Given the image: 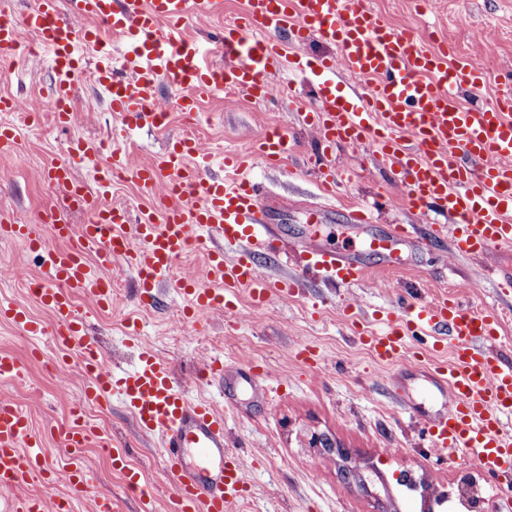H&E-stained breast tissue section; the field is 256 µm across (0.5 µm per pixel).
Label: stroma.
Instances as JSON below:
<instances>
[{
  "label": "stroma",
  "instance_id": "1",
  "mask_svg": "<svg viewBox=\"0 0 512 512\" xmlns=\"http://www.w3.org/2000/svg\"><path fill=\"white\" fill-rule=\"evenodd\" d=\"M364 2L378 20L410 29L423 49L447 38L460 54L493 73L512 69V0H437L423 14L417 13L415 0ZM52 81L44 52L20 56L8 76L0 75V97L39 98ZM180 94L172 82L163 81L159 104L169 114L166 126L134 133L124 131L104 91L90 84L76 86L70 122L62 127L49 114L38 121L22 112H0V123L17 132L13 153L0 157V210L16 223L36 225L46 249H55L59 242L40 216L47 208H63L64 202L49 188L46 171L68 159L73 141L108 140L113 150L101 154L98 165L110 167L117 152L134 167L188 133L219 162L225 152L247 151L269 125L280 126L289 144L285 164L272 170L257 160L253 167L273 199H286L288 206L271 216L278 254L258 253L254 262L269 277L298 278L293 294L273 297L258 310L247 295H240L233 309L216 311L194 329L182 316L184 297L166 287L154 305L142 306L133 295L132 273L119 266L112 272L111 309H95L81 297L76 306L113 366L132 367L140 345H148L172 365L190 398H205L223 413L224 431L231 444L241 446L252 477L249 495L236 503L234 512H422L434 493L457 495L461 478L479 475V468L463 454L443 458L419 447L411 415L394 397L388 371L355 341L344 312L353 309L375 328L377 313L396 311L398 298L408 290H419L428 301L453 295L471 310H494L501 324L498 353L512 361V286L491 277L494 270L512 268V247L493 248L473 260H449L447 236L425 229L400 245L399 267H382L367 252L366 242L416 218L386 171L369 154L344 145L328 158L339 180L335 193L317 188L308 164L318 153L317 141L299 119L314 101L304 80L293 79L290 100L265 107L231 91L203 98L201 120L192 127L177 110ZM377 192L393 195L392 208L379 214L376 223H350L349 211ZM313 210L324 213L322 222L309 223ZM309 236L357 257L366 266L365 280L343 285L305 274L299 245ZM44 258V251H31L23 242L0 240V301L25 305L47 323L50 315L27 288L40 276ZM308 347L320 357L319 368L303 361L301 352ZM0 350L17 355L24 365L13 391L37 430L67 425L87 382L77 351L58 349L48 335H22L4 322ZM215 358L232 367L255 363L262 374L250 384L198 380L197 370ZM82 405V416L94 431L80 453L93 475L91 494L110 496L119 512H142L139 496L126 489L123 472L98 453L103 445L122 448L129 465L142 472L154 496V512H166L173 487L159 440L139 432L118 397ZM315 432L328 434L351 454L365 486L342 478L337 455L310 447Z\"/></svg>",
  "mask_w": 512,
  "mask_h": 512
}]
</instances>
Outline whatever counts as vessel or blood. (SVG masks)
Wrapping results in <instances>:
<instances>
[{
  "label": "vessel or blood",
  "mask_w": 512,
  "mask_h": 512,
  "mask_svg": "<svg viewBox=\"0 0 512 512\" xmlns=\"http://www.w3.org/2000/svg\"><path fill=\"white\" fill-rule=\"evenodd\" d=\"M224 0H36L21 17L0 15V59H10L20 28L36 33L51 53L54 79L45 99L57 124L70 120L73 76L82 60L94 67L113 112L125 127H161L167 113L158 105L162 79L182 90L177 100L186 124L197 118L198 101L231 88L260 102L281 95L280 76L303 73L316 80L318 99L302 123L318 136L321 156L336 143L370 150L375 162L392 172L412 212L446 217L451 252L476 257L512 246V79L500 82L494 101L465 107L461 97H479L491 75L451 46L421 50L414 36L376 20L363 0H247L243 16L224 27L214 44V62H205L196 44L179 28L186 20L223 14ZM125 45L114 55L113 38ZM323 40L332 55L306 56L304 46ZM105 141L76 140L71 161L53 164L47 180L70 209L87 214L82 224L66 214L49 213L53 236L62 246L44 262L36 296L55 322L52 331L61 350H76L89 382L83 392L99 403L117 395L142 433L161 437L165 469L177 485L175 512H229L251 482L241 453L227 444L224 418L210 404L186 395L171 366L151 350H141L138 365L115 372L101 354L97 339L75 305L84 297L97 307L112 305L110 282L116 266L134 273L140 302L153 303L175 261L189 246L207 256L208 287L181 279L175 288L190 303L184 316L191 324L229 305L247 291L253 307L265 306L272 293L295 292L294 279L274 280L253 261L272 250L267 219L270 197L260 182L246 175L249 155L266 166L281 165L288 140L271 128L250 154L228 152L225 166L241 170L233 183L210 175L213 158L196 138L183 136L164 153L136 167L134 177L147 201L137 214L102 199L112 188L113 168H97L96 192L87 191L75 173L76 162L95 166ZM178 181L181 203L157 194L159 185ZM23 240L42 249L35 225L18 224L0 213V238ZM406 225H394L388 239H375L370 251L386 257L391 242L408 240ZM304 269L325 280L356 284L364 266L314 240L302 244ZM0 320L30 336L44 325L13 302H0ZM359 342L381 363L396 368L409 360L407 342L430 338L433 349L450 348L444 362L422 360L420 372L441 401L436 413H418L433 448L444 455L464 452L489 477L512 478V365L494 350L498 319L476 313L444 297L433 303H409L380 331L358 328ZM23 374L22 362L0 350V493H9L8 512H72L87 497L89 473L78 462L58 464L17 406L12 384ZM93 435L81 416L59 432L65 447H86ZM193 462H186L187 451ZM112 465L123 471L126 488L142 491L139 471L113 451ZM26 480L44 487L64 482L66 496L18 493Z\"/></svg>",
  "instance_id": "obj_1"
}]
</instances>
